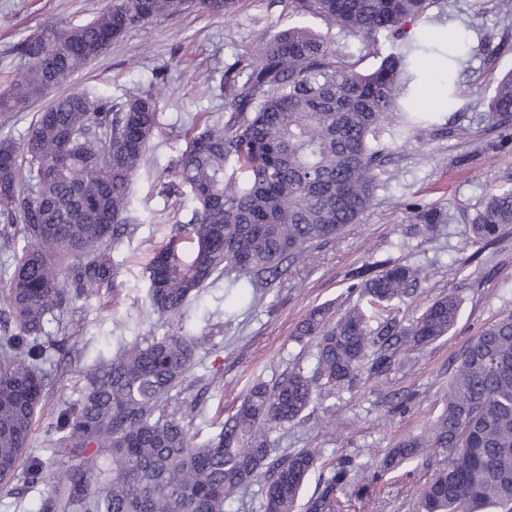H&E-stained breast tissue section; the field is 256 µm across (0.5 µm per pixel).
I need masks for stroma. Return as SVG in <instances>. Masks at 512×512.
<instances>
[{"instance_id": "stroma-1", "label": "stroma", "mask_w": 512, "mask_h": 512, "mask_svg": "<svg viewBox=\"0 0 512 512\" xmlns=\"http://www.w3.org/2000/svg\"><path fill=\"white\" fill-rule=\"evenodd\" d=\"M108 4L0 0V84L20 65L13 51L20 40L48 25L64 29L89 21ZM507 5L512 7V0H433L420 25L448 30L444 50L458 58L456 95L432 110L438 130L427 139L405 142L398 138V122L386 126L381 139L397 155L380 172L375 200L362 223L312 250L304 270L284 287L258 291L246 277L223 276L171 321L150 316L144 269L174 225L189 213L188 203L175 193L171 168L192 134L194 120L220 110L205 79L220 76L237 55L293 20L276 0H240L237 12L226 18L191 9L155 19L148 29L129 31L76 74L72 85L118 101L128 89L149 88L157 74L168 80L157 106L160 127L132 185L139 223L112 256L119 269L115 291H102L75 320L47 324V333L61 341L80 366L109 357L123 341L162 336L177 328L189 336L207 334L210 343L191 372L192 385L179 396L180 402L196 403L193 429L205 440L221 430L223 418L236 412L255 382L271 384L289 371L313 370V342L295 337L298 323L310 310L326 306L338 316L358 304L353 277L379 262L417 267V287L393 300V313L409 321L433 299L455 294L460 312L448 336L419 350H402L383 383L364 380L335 395L319 394L307 419L278 427L270 437L271 458L303 448L315 449L321 457L304 484L301 501L322 488L333 465L350 459L359 469L337 493L350 502L349 512H416L420 490L444 466L445 452L424 454L370 485L364 482L367 471L398 441L430 425L441 411L448 377L470 338L512 311V225L486 246L474 241L469 224L487 194L512 186V128L500 127L489 109L498 79L512 70V19L503 18ZM304 23L335 40L362 73L374 69L392 43L383 33L373 44L344 38L313 17ZM419 207L445 208L452 219L427 232L415 221ZM45 368L53 380L31 446L50 468L35 487L18 480L0 487V512H36L39 500L61 476L53 464L56 435L51 425L63 404L81 397L85 379L77 370L58 373L50 362Z\"/></svg>"}]
</instances>
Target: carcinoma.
Segmentation results:
<instances>
[{
  "label": "carcinoma",
  "instance_id": "obj_1",
  "mask_svg": "<svg viewBox=\"0 0 512 512\" xmlns=\"http://www.w3.org/2000/svg\"><path fill=\"white\" fill-rule=\"evenodd\" d=\"M187 0H112L91 22L46 27L15 46L20 68L0 90V113L12 118L47 101L27 134L0 132V252L24 241L6 280V315L15 332L0 335V483L43 481L46 462L29 450L37 408L48 386L43 364L59 353L45 326L55 314L76 317L104 288L115 287L112 252L134 233L131 187L159 125L164 80L116 102L70 88L74 76L134 28L186 10ZM240 0H197L211 15H231ZM297 22L261 40L224 67L216 90L224 112L188 139L175 163L177 195L192 204L187 222L148 262L149 314H180L226 273L254 288L286 282L307 253L361 223L378 175L394 151L380 141L407 90L423 77L420 42L407 26L431 0H276ZM323 20L344 37L373 43L390 34L392 49L369 73L354 69L336 42L301 23ZM499 124L512 126V71L490 102ZM408 131L434 133L426 112H411ZM431 232L448 212L416 214ZM474 237L490 243L512 224V186L490 193L470 218ZM355 287L360 307L338 318L312 310L296 337L316 342L312 375L298 370L256 383L215 437L197 441L194 407L172 408L210 337L181 331L120 344L83 370L86 386L61 408L53 430L66 449L64 477L38 512H224L244 485L263 481L265 512H294L317 453L304 448L269 460L277 427L303 420L317 389L329 393L361 378L380 379L404 345L422 349L448 335L460 300L434 299L405 324L389 304L420 277L390 261ZM448 461L419 498L418 512H512V313L465 346L448 379L440 414L380 461L400 467L423 451ZM333 468L306 512H336V492L355 469Z\"/></svg>",
  "mask_w": 512,
  "mask_h": 512
}]
</instances>
